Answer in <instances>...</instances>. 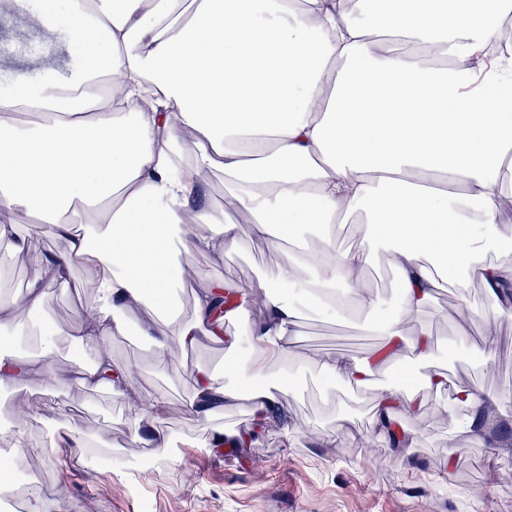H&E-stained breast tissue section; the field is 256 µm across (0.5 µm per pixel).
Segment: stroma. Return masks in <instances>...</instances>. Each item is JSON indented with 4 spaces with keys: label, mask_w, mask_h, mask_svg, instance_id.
Listing matches in <instances>:
<instances>
[{
    "label": "stroma",
    "mask_w": 512,
    "mask_h": 512,
    "mask_svg": "<svg viewBox=\"0 0 512 512\" xmlns=\"http://www.w3.org/2000/svg\"><path fill=\"white\" fill-rule=\"evenodd\" d=\"M73 70L75 60L68 43L24 20L0 16V94L13 88L11 76L24 68ZM282 258L269 241L255 237L253 228L239 224L235 243L222 262L187 245L185 260L212 278L234 282L253 293L272 277ZM10 243H0V263L10 276L0 283V347L26 357L30 366L19 384L0 389V420H10L23 404L39 402L42 423L28 430L22 442L7 438L0 446L16 448L27 469V483L17 485L11 512H28L32 498H40L41 512H512V455L499 461V481L486 479V450L479 443L460 438L467 463L464 480L448 484V423L435 416V408L447 402L444 393L423 391L432 416L414 452L407 457L392 454L375 434L371 421L378 393L395 387L402 365L381 372L368 386L353 390L328 384L313 386L302 374L296 391L283 395L285 410L278 425L253 437L237 452L212 448L217 431H246L255 425L249 407L231 403L222 412L204 419L191 407L197 367L223 368L229 359L245 360L250 328L262 313L250 310L247 318L228 323V336L237 339L235 352L225 346L203 344L182 354L179 375L155 363L152 339L138 325L125 335L111 336L107 345L120 362L135 370L143 398L162 394L164 412L133 414L127 397L108 389L88 392L71 379L80 347L69 332L81 325V308L90 299L87 284L91 267L76 266L66 284L43 283L39 320L26 334L16 332V320L7 295L15 284L31 282L29 265H16ZM471 312V342L456 344L454 328L446 312L448 301L437 293L431 303L411 315L408 332L427 329L433 342L430 369L449 378H469L491 393L512 394V316L498 321L499 347L485 362L473 350L480 342L488 299L479 282L465 290ZM62 329L52 352L41 345L28 346L25 336H40L43 323ZM299 349L318 356H361L381 343L362 317L345 315L325 320L306 311L297 327ZM50 361L55 381H46L42 361ZM92 435L110 446L112 466L100 470L89 465L87 451L73 447L69 437L53 436L45 420ZM317 430L322 443L308 445L302 428ZM356 438L354 446L336 443L337 431ZM168 437V455L155 458L156 476L147 480L134 464L150 453L153 435ZM380 457L384 464L367 468L366 459Z\"/></svg>",
    "instance_id": "35a3bbf8"
}]
</instances>
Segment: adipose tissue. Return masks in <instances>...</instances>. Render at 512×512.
Masks as SVG:
<instances>
[{
    "label": "adipose tissue",
    "instance_id": "adipose-tissue-1",
    "mask_svg": "<svg viewBox=\"0 0 512 512\" xmlns=\"http://www.w3.org/2000/svg\"><path fill=\"white\" fill-rule=\"evenodd\" d=\"M8 0L6 13L64 32L80 61L70 74L20 70L0 95V240L27 256L34 283L26 329L41 309L39 285L65 282L91 262L98 288L96 320L76 331L92 364L72 379L94 390H134L133 369L113 359L104 341L131 320L165 322L160 361L201 338L224 339L214 302L224 281L187 277L173 252L190 240L213 261L224 259L237 227L197 201L199 176L217 168L257 236L292 243L293 251L263 285L264 318L251 330L249 363L199 369L193 411L206 417L229 402L267 422L279 393L296 379L260 385L271 360H300L319 377L370 384L398 350L414 364L432 356L425 332L406 335L409 315L450 286L479 281L493 317L512 284L496 262L512 250L503 218L512 198V0ZM121 73L124 95L91 94L101 78ZM44 122L22 125L20 111ZM192 134L190 164L172 171V145ZM34 216L35 234L65 238L67 250L43 258L19 235L16 216ZM365 224L367 246L336 248V227L350 216ZM319 231L308 247L303 228ZM389 253L398 307L379 316L365 284L371 245ZM194 284L195 314L181 321L177 289ZM358 312L383 338L378 353L331 361L297 352L292 341L305 307ZM451 391L440 414L448 437L481 442L491 458L512 454L493 429L512 396L441 372L421 379ZM417 392L379 397L373 430L401 456L420 431L389 436L386 424L419 413ZM468 409L459 417V409Z\"/></svg>",
    "mask_w": 512,
    "mask_h": 512
}]
</instances>
